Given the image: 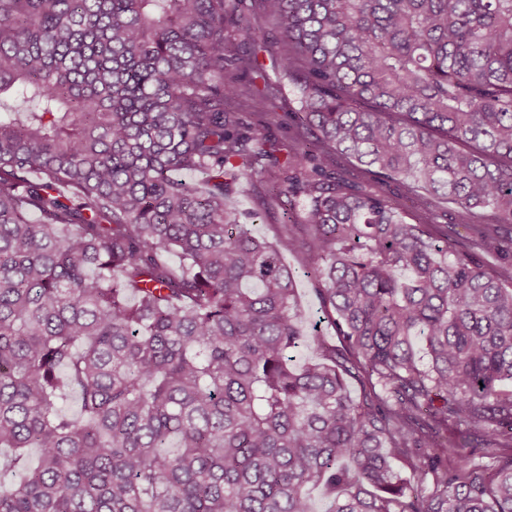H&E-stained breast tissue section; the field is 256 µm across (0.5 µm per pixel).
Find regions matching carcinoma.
<instances>
[{"label":"carcinoma","instance_id":"1","mask_svg":"<svg viewBox=\"0 0 512 512\" xmlns=\"http://www.w3.org/2000/svg\"><path fill=\"white\" fill-rule=\"evenodd\" d=\"M247 9L0 0V512H512V0H259L283 159ZM265 172L274 243L226 204ZM288 48L283 42L269 40L257 50L258 61L263 67V74L270 82L281 87V98L274 111L278 113L277 121L267 127H255V132L261 136L271 135L280 145L295 146V133L298 124L299 103L296 85L300 74L293 78L284 76L277 66L279 56ZM333 165L336 169V174L342 176L350 184L353 185H367L371 177L365 174L361 169L356 167L344 155L336 154L333 157ZM380 188L391 200L401 204L410 217L417 215L424 208L421 200L407 199L398 182L388 181L380 184ZM285 262L294 271L296 284L300 296V311L303 325L309 331L310 323L317 317L318 300L312 290L311 282L302 275L301 256L297 253L285 255Z\"/></svg>","mask_w":512,"mask_h":512}]
</instances>
